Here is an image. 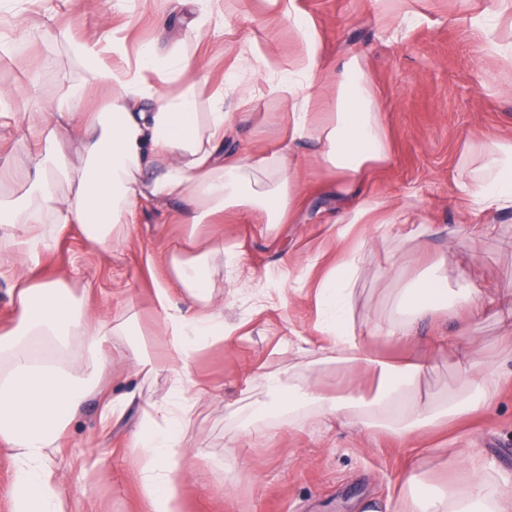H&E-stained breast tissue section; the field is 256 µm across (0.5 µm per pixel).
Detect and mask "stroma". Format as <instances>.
Wrapping results in <instances>:
<instances>
[{
	"label": "stroma",
	"instance_id": "stroma-1",
	"mask_svg": "<svg viewBox=\"0 0 512 512\" xmlns=\"http://www.w3.org/2000/svg\"><path fill=\"white\" fill-rule=\"evenodd\" d=\"M229 6L233 24L215 39L196 37L142 0H95L79 13L70 0H0V21L17 11L35 17L47 13L61 31L57 37L35 38L13 57H0V87L16 91L11 124L21 125L36 103L84 79L69 40L115 28L124 29L132 49L184 41L202 59L215 88L223 85L242 51L288 61L296 43L287 17L269 12L264 0H230ZM296 6L316 23L326 70H335L349 49L366 55L385 104L391 154L367 172L358 192L385 200L392 221L363 224L337 238L331 229L338 214L336 173L320 166L306 145L295 155L303 196L291 223L263 235L247 217L228 212L198 226L199 237L220 232L225 241L239 243L259 272L278 271L287 255L311 264L293 272L274 310L249 309L244 298L251 286L235 281L238 292L225 302L224 320L239 325L238 336L231 344H204L196 353L193 371L213 397L200 405L189 435L187 447L199 466L182 480V512H394L407 467H417L429 492L455 477L448 455L452 448L482 449L488 468L512 478V317L501 307L512 300V212L496 214L494 230L467 234L464 224L481 217L460 205L455 186L468 146L487 138L512 139V60L501 53L512 45V0H500L501 18L489 36L471 22L485 12L486 0H410L417 18L401 26L394 42L387 30L398 17L384 0H296ZM233 125L225 152L274 151L287 137L288 115L260 87L252 110L235 113ZM181 208L178 202L139 206L133 238L102 255L89 248L79 230H64L40 276L65 279L102 314L118 312L133 300L143 334H151L157 315L144 253L156 246L160 224L167 227V244H180L187 234ZM356 246L362 262L354 306L362 318L389 312L395 288L437 267L452 279L464 273L476 277L495 306L471 323L470 334L483 343L502 376L487 406L443 429L415 431L405 443L385 429L358 430L323 418L300 429L289 425L287 413L266 407L258 378L264 371H289L295 388L314 378L322 392H348L335 365L314 354L325 343L314 329V290L337 256ZM457 327L451 313L441 312L420 324L418 334L426 343L454 342ZM288 345L304 346L309 353H285ZM370 345L387 360L429 354L431 369L421 391L430 400L445 399L462 387L453 351L429 352L425 345L382 337L372 338ZM104 379L108 389L131 395L126 413L101 430L100 400L89 396L55 467L71 512H142L128 441L139 427L141 403L163 397L170 378L164 373L146 381L135 377L126 347L118 345Z\"/></svg>",
	"mask_w": 512,
	"mask_h": 512
}]
</instances>
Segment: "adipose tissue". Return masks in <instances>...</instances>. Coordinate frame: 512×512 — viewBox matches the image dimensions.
Masks as SVG:
<instances>
[{
	"mask_svg": "<svg viewBox=\"0 0 512 512\" xmlns=\"http://www.w3.org/2000/svg\"><path fill=\"white\" fill-rule=\"evenodd\" d=\"M178 2L192 31L216 37L234 17L221 0ZM265 2L291 19L300 44L286 66L244 54L223 87L215 89L184 43L164 51L145 45L132 54L119 36L105 47L91 38L75 39L71 50L83 63L84 80L28 112L16 134L14 148L33 167L34 179L23 201L0 199V263L8 265L12 277L11 311L0 320V449L14 470L11 512H67L68 497L53 459L78 410L97 391L117 341L128 346L136 376L164 372L172 380L167 397L144 402L129 446L144 512H181L191 416L208 393L191 362L202 343L228 342L238 333L224 321V293L214 286V267H231L238 277L259 284L254 310L275 305L241 246L225 243L223 236L203 245L191 238L181 247L163 246L146 255L147 266L159 272L153 301L165 345L155 350L139 340L132 306L102 316L84 306L64 280L40 279L38 270L59 232L78 227L93 248L109 251L127 237L134 207L143 199L157 205L184 202L182 221L191 230L237 211L272 232L287 223L301 195L293 156L296 146L306 143L316 145L319 164L336 171L337 193L348 200L337 236L385 210L380 199L351 193L357 179L390 157L383 106L363 55L351 52L329 75L325 91H317L323 60L315 23L300 15L294 0ZM244 71L252 73L253 82L241 81ZM258 82L288 114V143L270 153L227 157L224 140L232 130V113L250 108ZM96 90L108 91L110 98L106 111L88 121L81 109ZM63 125L80 140L81 163L70 162L53 144ZM455 186L482 214L512 210V140L480 141L462 156ZM359 271V252L352 249L325 274L316 293V329L326 338L322 361L346 374L372 376L379 384L376 394L347 399L310 386L290 391L282 373L265 372L268 397L287 404L292 415L310 411L342 423L383 425L398 439L486 406L498 378L477 352L462 354L463 392L431 404L417 395L426 362L388 363L366 347L370 336L412 339L422 321L444 310L467 315L459 327L460 335H467L469 320L484 312L474 276L463 275L455 288L441 277L418 281L407 289L397 316L360 323L354 313ZM455 460L462 480L420 495L416 512H512V487L486 471L479 451L460 449Z\"/></svg>",
	"mask_w": 512,
	"mask_h": 512,
	"instance_id": "adipose-tissue-1",
	"label": "adipose tissue"
}]
</instances>
